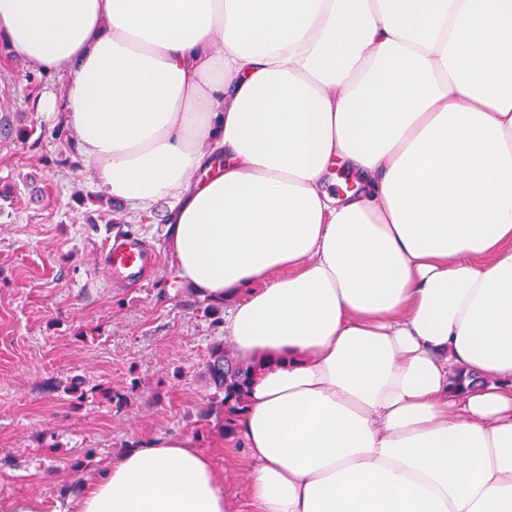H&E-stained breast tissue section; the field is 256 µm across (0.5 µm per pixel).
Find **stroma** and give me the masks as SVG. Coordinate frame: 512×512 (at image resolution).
<instances>
[{
  "instance_id": "obj_1",
  "label": "stroma",
  "mask_w": 512,
  "mask_h": 512,
  "mask_svg": "<svg viewBox=\"0 0 512 512\" xmlns=\"http://www.w3.org/2000/svg\"><path fill=\"white\" fill-rule=\"evenodd\" d=\"M30 73L0 48V115L24 114L45 131L35 149L0 145V179L18 186L0 217V512L21 497L40 499L43 512H76L108 458L164 437L209 455L248 512L234 433L200 417L213 393L210 348L224 330L178 277L165 247L168 206L137 213L98 202L93 164L55 140L56 117L28 102L45 86ZM111 231L138 234L158 255L141 287L107 282ZM108 389L124 394L122 405Z\"/></svg>"
}]
</instances>
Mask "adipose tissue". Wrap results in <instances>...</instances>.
I'll return each instance as SVG.
<instances>
[{
    "instance_id": "ef3b65f1",
    "label": "adipose tissue",
    "mask_w": 512,
    "mask_h": 512,
    "mask_svg": "<svg viewBox=\"0 0 512 512\" xmlns=\"http://www.w3.org/2000/svg\"><path fill=\"white\" fill-rule=\"evenodd\" d=\"M0 38L224 306L255 512H512V0H0ZM77 512L236 510L167 437Z\"/></svg>"
}]
</instances>
